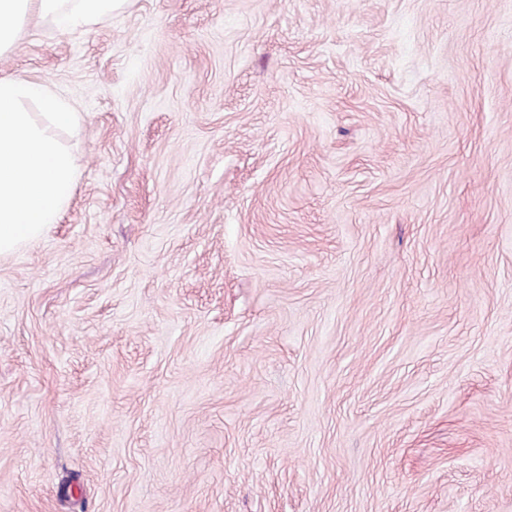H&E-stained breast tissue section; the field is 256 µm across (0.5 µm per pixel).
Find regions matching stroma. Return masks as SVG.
<instances>
[{
	"label": "stroma",
	"mask_w": 512,
	"mask_h": 512,
	"mask_svg": "<svg viewBox=\"0 0 512 512\" xmlns=\"http://www.w3.org/2000/svg\"><path fill=\"white\" fill-rule=\"evenodd\" d=\"M0 72L85 116L0 512H512V0H125Z\"/></svg>",
	"instance_id": "35a3bbf8"
}]
</instances>
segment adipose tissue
I'll return each instance as SVG.
<instances>
[{
    "instance_id": "obj_1",
    "label": "adipose tissue",
    "mask_w": 512,
    "mask_h": 512,
    "mask_svg": "<svg viewBox=\"0 0 512 512\" xmlns=\"http://www.w3.org/2000/svg\"><path fill=\"white\" fill-rule=\"evenodd\" d=\"M124 0H0V59L18 45L33 20L48 22L56 30H85L111 15Z\"/></svg>"
}]
</instances>
